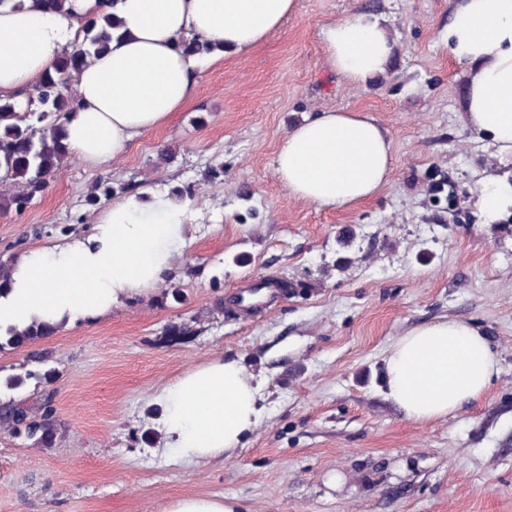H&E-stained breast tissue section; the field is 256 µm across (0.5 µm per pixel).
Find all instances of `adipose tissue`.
<instances>
[{
    "label": "adipose tissue",
    "instance_id": "adipose-tissue-1",
    "mask_svg": "<svg viewBox=\"0 0 512 512\" xmlns=\"http://www.w3.org/2000/svg\"><path fill=\"white\" fill-rule=\"evenodd\" d=\"M100 0H70L66 12L0 5V96L35 84L77 43L80 22ZM296 0H115L125 36L75 77L77 104L65 121L66 144L81 161L118 159L136 135L153 129L189 99L199 60L180 45L195 35L245 55L277 29ZM329 68L363 86L390 67L395 41L377 15L358 12L321 30ZM448 52L465 67L464 126L512 156V0H458L448 24ZM393 144L370 114L325 110L281 139L276 172L289 195L322 207H347L386 185ZM194 220L189 201L152 186L113 201L93 232L21 254L0 295V327L33 321L55 327L108 316L153 289L172 267L169 246ZM499 373L485 334L443 318L405 331L389 347V398L417 422L448 417L479 402ZM166 446L194 465L239 447L257 425L260 397L238 361L217 358L186 371L157 396Z\"/></svg>",
    "mask_w": 512,
    "mask_h": 512
}]
</instances>
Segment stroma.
<instances>
[{
    "label": "stroma",
    "instance_id": "1",
    "mask_svg": "<svg viewBox=\"0 0 512 512\" xmlns=\"http://www.w3.org/2000/svg\"><path fill=\"white\" fill-rule=\"evenodd\" d=\"M455 0H298L249 54L202 60L185 105L112 163L78 160L22 215L0 214V253L91 232L84 199L100 178L169 193L201 213L148 294L42 340L60 371V442L0 433V512H169L184 497L238 499L243 512H512V231L478 206L512 157L465 129L464 75L445 33ZM357 10L397 44L387 73L354 87L329 68L320 31ZM326 109L365 111L394 149L389 183L348 208L291 198L274 168L282 137ZM461 183L462 223L428 187ZM350 227L348 248L337 238ZM344 268H337V261ZM452 317L478 325L500 373L475 406L409 420L383 361L407 329ZM30 351H0V399ZM234 358L254 375L261 415L242 447L187 466L165 450L155 396L187 370Z\"/></svg>",
    "mask_w": 512,
    "mask_h": 512
}]
</instances>
